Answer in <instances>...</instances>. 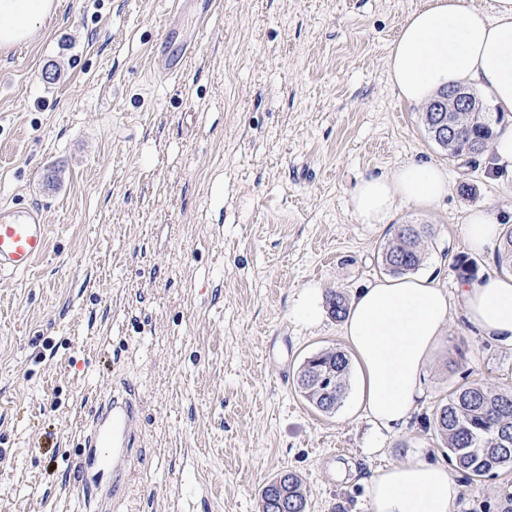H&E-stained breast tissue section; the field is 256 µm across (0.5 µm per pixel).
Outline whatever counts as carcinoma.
Here are the masks:
<instances>
[{"mask_svg":"<svg viewBox=\"0 0 512 512\" xmlns=\"http://www.w3.org/2000/svg\"><path fill=\"white\" fill-rule=\"evenodd\" d=\"M495 118L484 113V123L469 127L456 137L438 143L448 158H476L488 152L496 137ZM432 236L426 224H398L381 247L380 268L395 276L417 270L425 258L424 244ZM500 268L512 270V228H508L497 252ZM329 311L337 319L345 317L348 300L341 292L327 299ZM351 361L338 348L324 349L306 358L297 373V387L302 398L321 413L330 414L341 403L348 385ZM427 425L455 466L473 478H482L502 469L512 470V388L473 382L448 394V399L434 408ZM288 499V512H306L307 500L301 478L287 473V479L273 477L261 493V512H277L275 501Z\"/></svg>","mask_w":512,"mask_h":512,"instance_id":"cac0c4a2","label":"carcinoma"}]
</instances>
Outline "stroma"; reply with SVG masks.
<instances>
[{
  "label": "stroma",
  "instance_id": "35a3bbf8",
  "mask_svg": "<svg viewBox=\"0 0 512 512\" xmlns=\"http://www.w3.org/2000/svg\"><path fill=\"white\" fill-rule=\"evenodd\" d=\"M425 3L223 0L201 33L169 0H58L31 43L0 49V206L49 227L33 271L0 277V512H74L92 413L125 389L143 402V452L99 512H259L284 471L307 512H368L378 468L447 463L425 424L443 397L512 386V345L466 325L453 268L471 211L512 226V179L486 154L448 160L385 66ZM168 22L193 47L174 78L150 65ZM407 161L445 168V199L360 223L356 185ZM396 224L430 225L419 271L452 308L422 404L373 453L358 375L331 414L300 396L302 361L345 342L342 320L294 307L382 277ZM455 477V512H497L512 491V471ZM295 314L306 322H316L321 318L322 307L316 288L307 289L295 307Z\"/></svg>",
  "mask_w": 512,
  "mask_h": 512
}]
</instances>
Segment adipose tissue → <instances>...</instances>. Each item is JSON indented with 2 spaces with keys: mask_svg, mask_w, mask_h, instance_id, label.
<instances>
[{
  "mask_svg": "<svg viewBox=\"0 0 512 512\" xmlns=\"http://www.w3.org/2000/svg\"><path fill=\"white\" fill-rule=\"evenodd\" d=\"M53 0H0V47L28 41L44 26ZM385 65L396 92L422 103L446 86L486 92L498 111L512 112V0L492 12L463 0H430L411 13L392 41ZM448 192L439 165L410 162L364 179L352 196L361 223L384 224L397 202L430 205ZM501 236L494 211L472 212L464 226L470 250ZM467 322L486 339L512 344V275L489 272L460 283ZM448 291L427 275L376 280L348 304L343 338L361 373L360 405L379 428L402 427L423 397L421 374L449 324ZM460 486L446 466L394 463L368 481V512H452Z\"/></svg>",
  "mask_w": 512,
  "mask_h": 512,
  "instance_id": "obj_1",
  "label": "adipose tissue"
}]
</instances>
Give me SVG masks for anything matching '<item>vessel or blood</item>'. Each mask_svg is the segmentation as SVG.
Returning a JSON list of instances; mask_svg holds the SVG:
<instances>
[{
    "label": "vessel or blood",
    "mask_w": 512,
    "mask_h": 512,
    "mask_svg": "<svg viewBox=\"0 0 512 512\" xmlns=\"http://www.w3.org/2000/svg\"><path fill=\"white\" fill-rule=\"evenodd\" d=\"M49 230L38 209L0 206V276L30 271L47 251ZM141 406L125 396H114L94 413L93 427L85 439L75 486L82 512L98 496H119L136 441L135 426Z\"/></svg>",
    "instance_id": "1"
}]
</instances>
